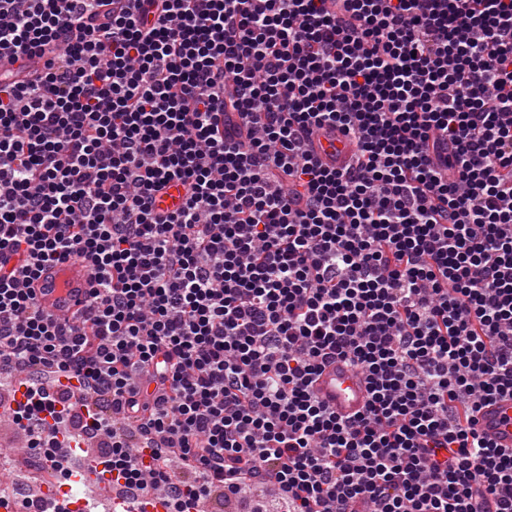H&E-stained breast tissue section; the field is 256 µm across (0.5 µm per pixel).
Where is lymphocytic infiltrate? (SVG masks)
<instances>
[{
	"label": "lymphocytic infiltrate",
	"mask_w": 512,
	"mask_h": 512,
	"mask_svg": "<svg viewBox=\"0 0 512 512\" xmlns=\"http://www.w3.org/2000/svg\"><path fill=\"white\" fill-rule=\"evenodd\" d=\"M34 55L28 76L12 63ZM0 369L118 495L277 487L287 512H512V0H0ZM348 137V164L312 149ZM184 187L176 210L157 196ZM64 327L32 282L72 259ZM343 359L370 397L312 391ZM90 272L82 260L45 266L31 285L40 311L63 325L76 322L90 286ZM316 397L343 417H350L366 405L369 398L365 378L340 359L325 364L313 385ZM477 429L499 448H512V397H499L482 406L477 415Z\"/></svg>",
	"instance_id": "1"
}]
</instances>
